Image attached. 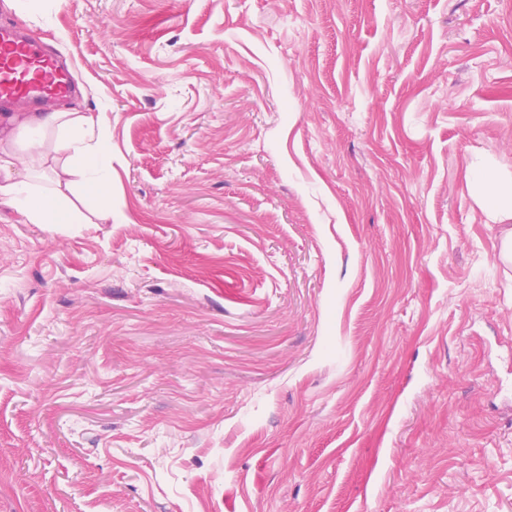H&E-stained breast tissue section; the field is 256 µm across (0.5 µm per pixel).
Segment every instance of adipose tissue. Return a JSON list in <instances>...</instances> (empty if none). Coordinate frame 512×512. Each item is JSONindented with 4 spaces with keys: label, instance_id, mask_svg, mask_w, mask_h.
Returning a JSON list of instances; mask_svg holds the SVG:
<instances>
[{
    "label": "adipose tissue",
    "instance_id": "adipose-tissue-1",
    "mask_svg": "<svg viewBox=\"0 0 512 512\" xmlns=\"http://www.w3.org/2000/svg\"><path fill=\"white\" fill-rule=\"evenodd\" d=\"M0 136V205L15 209L30 224H84L101 213L112 190V150L96 129L98 116L59 110L11 117ZM50 167L47 187L33 177ZM508 191L480 185L478 198L491 220L502 227L500 257L512 262V171Z\"/></svg>",
    "mask_w": 512,
    "mask_h": 512
}]
</instances>
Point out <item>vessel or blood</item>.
<instances>
[{
	"mask_svg": "<svg viewBox=\"0 0 512 512\" xmlns=\"http://www.w3.org/2000/svg\"><path fill=\"white\" fill-rule=\"evenodd\" d=\"M65 64L23 32L0 27V103L41 106L71 93Z\"/></svg>",
	"mask_w": 512,
	"mask_h": 512,
	"instance_id": "1",
	"label": "vessel or blood"
}]
</instances>
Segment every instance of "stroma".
Here are the masks:
<instances>
[{"label": "stroma", "instance_id": "obj_1", "mask_svg": "<svg viewBox=\"0 0 512 512\" xmlns=\"http://www.w3.org/2000/svg\"><path fill=\"white\" fill-rule=\"evenodd\" d=\"M105 218L0 206V512H512V0H39ZM496 179L495 187L491 190L484 182H479L477 192L481 204L487 210L491 220L495 224H501L502 239L500 258L506 264L512 262V225L502 224L512 221V171H508L506 177H492ZM504 179L508 184V192L504 193L499 188V182Z\"/></svg>", "mask_w": 512, "mask_h": 512}]
</instances>
